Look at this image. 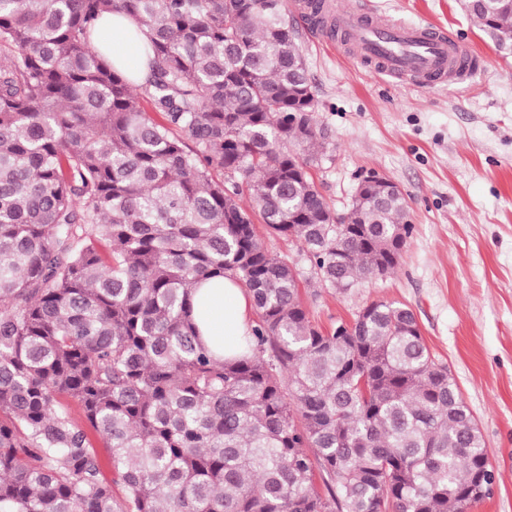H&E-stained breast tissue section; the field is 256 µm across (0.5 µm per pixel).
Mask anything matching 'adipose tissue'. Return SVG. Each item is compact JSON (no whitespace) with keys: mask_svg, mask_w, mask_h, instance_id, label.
<instances>
[{"mask_svg":"<svg viewBox=\"0 0 512 512\" xmlns=\"http://www.w3.org/2000/svg\"><path fill=\"white\" fill-rule=\"evenodd\" d=\"M92 41L133 82L144 81L148 74L141 55L147 41L145 28L126 15L115 13L99 20ZM192 301L200 337L213 357L239 356L252 334L251 295L232 278H213L194 289Z\"/></svg>","mask_w":512,"mask_h":512,"instance_id":"obj_1","label":"adipose tissue"}]
</instances>
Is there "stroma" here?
<instances>
[{
    "mask_svg": "<svg viewBox=\"0 0 512 512\" xmlns=\"http://www.w3.org/2000/svg\"><path fill=\"white\" fill-rule=\"evenodd\" d=\"M361 2L380 18L446 30L484 66L468 85L398 82L330 42L303 0H288L316 118L328 133L310 169L317 189L341 214L364 175H386L408 202L413 232L393 274L344 293L316 282L298 241L266 231L262 241L296 263L303 305L322 331L377 300L412 309L473 413L496 474L492 495L467 512H512V54L497 50L459 0Z\"/></svg>",
    "mask_w": 512,
    "mask_h": 512,
    "instance_id": "stroma-1",
    "label": "stroma"
}]
</instances>
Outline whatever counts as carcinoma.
I'll use <instances>...</instances> for the list:
<instances>
[{
  "instance_id": "1",
  "label": "carcinoma",
  "mask_w": 512,
  "mask_h": 512,
  "mask_svg": "<svg viewBox=\"0 0 512 512\" xmlns=\"http://www.w3.org/2000/svg\"><path fill=\"white\" fill-rule=\"evenodd\" d=\"M110 12L147 30L137 86L92 45ZM469 17L512 51V0ZM2 48L0 512H466L472 488L491 495L414 312L376 301L322 332L260 242L257 216L346 292L393 272L413 232L403 195L369 186L338 216L304 171L326 136L288 0H0ZM215 277L259 314L231 360L192 321Z\"/></svg>"
}]
</instances>
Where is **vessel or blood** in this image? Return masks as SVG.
<instances>
[{"label":"vessel or blood","instance_id":"obj_1","mask_svg":"<svg viewBox=\"0 0 512 512\" xmlns=\"http://www.w3.org/2000/svg\"><path fill=\"white\" fill-rule=\"evenodd\" d=\"M337 25L353 55L403 82L424 88L464 83L479 70L473 51L429 24L379 22L348 7L339 12Z\"/></svg>","mask_w":512,"mask_h":512}]
</instances>
